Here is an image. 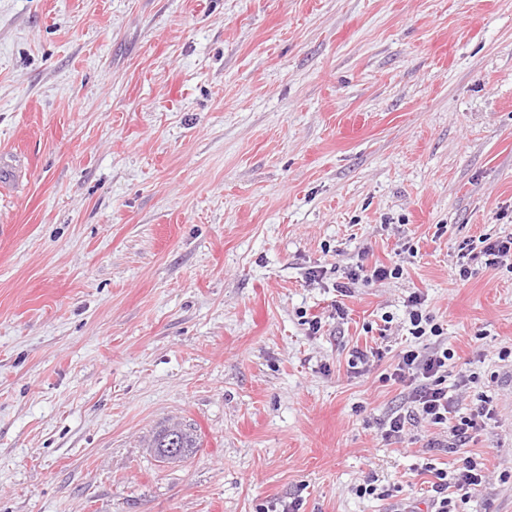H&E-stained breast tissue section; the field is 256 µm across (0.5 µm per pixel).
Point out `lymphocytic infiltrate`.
<instances>
[{"instance_id":"f902f5d3","label":"lymphocytic infiltrate","mask_w":512,"mask_h":512,"mask_svg":"<svg viewBox=\"0 0 512 512\" xmlns=\"http://www.w3.org/2000/svg\"><path fill=\"white\" fill-rule=\"evenodd\" d=\"M405 308L407 331L415 344L400 352L392 375L407 387L409 407L387 419L384 438L398 442L412 427L426 424L442 433L432 440V447H461L493 420L495 410L486 402L470 414H457L456 399L448 390V363L453 355L440 341L443 329L421 294H411ZM434 477L430 512H460L461 505L489 482L484 463L470 457L454 470H435Z\"/></svg>"}]
</instances>
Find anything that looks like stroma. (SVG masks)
Masks as SVG:
<instances>
[{"label": "stroma", "mask_w": 512, "mask_h": 512, "mask_svg": "<svg viewBox=\"0 0 512 512\" xmlns=\"http://www.w3.org/2000/svg\"><path fill=\"white\" fill-rule=\"evenodd\" d=\"M2 152L0 512H427L468 456L512 512V257L450 275L512 233V0H0ZM414 292L496 410L453 452L382 437ZM475 244V245H474ZM468 250L466 253L461 254L457 264L452 268V277L456 280L465 281L470 278L472 272L469 268L468 262H464L463 259L468 257V260H472L477 255H472L474 250L479 247V254L485 257V265L490 267L499 266L503 262V258L512 257V235L498 236L493 239L492 236L484 235L477 239V242L472 240V243L468 244ZM365 272H368V270L365 269L363 265H357L354 269H351L346 276L349 282L343 283V285H340L339 287L337 286L339 289L338 292H340L341 295L346 296V293H350L351 290V287L348 286L349 283L353 285L359 282V280L369 281L374 279L376 281H382L388 278H399L402 276L403 270L397 265L393 267L375 265L372 269L369 270V275L365 274ZM176 437L178 448H168L169 439ZM199 438L197 431L190 424L176 423L169 426H165L153 435L150 441L149 448H155L157 456L164 460H175L170 459L165 455L164 448L167 450V454L170 456H178L180 449L183 448L181 458L188 457L193 454L196 448H199Z\"/></svg>", "instance_id": "stroma-1"}]
</instances>
